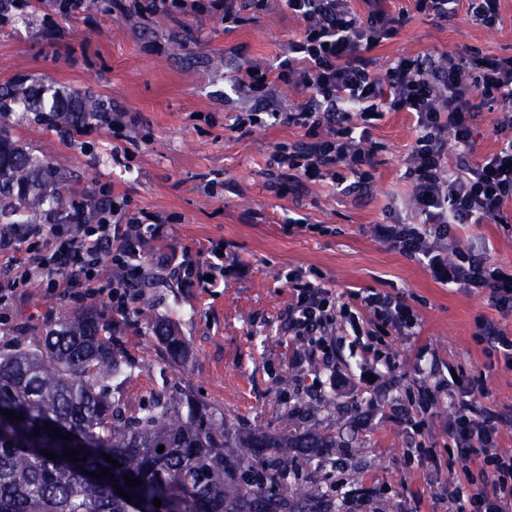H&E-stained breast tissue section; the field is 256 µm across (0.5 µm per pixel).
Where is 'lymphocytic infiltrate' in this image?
<instances>
[{
  "mask_svg": "<svg viewBox=\"0 0 512 512\" xmlns=\"http://www.w3.org/2000/svg\"><path fill=\"white\" fill-rule=\"evenodd\" d=\"M153 15L205 14L232 29L268 11L270 0H145ZM353 0H280L297 18L301 33L289 41L277 64L267 67L238 65L232 82L248 88L255 98L271 102L282 86L306 94L303 102L285 110L261 113L240 111L236 129L266 123L302 128L303 141L278 146L274 164L316 181L331 175L342 183L341 169L367 182L374 147L368 131L385 112H409L416 117L417 138L409 158L411 200L423 218L419 224H380V239L397 245L405 254L423 261L440 281L472 289L492 287L498 312L512 313V272L492 266L475 250L453 247L443 256L433 238L447 236L452 224L512 223V113H502L493 126L497 149L482 159L471 157L477 120L484 105L512 101V57L448 54L400 56L380 69L372 50L392 38L404 22L390 15L384 0H363L357 11ZM455 168H447L448 154ZM124 207L123 200L100 201L93 221L85 224L0 225V325L16 301L32 284L48 297L66 296L94 303L107 298L113 314L127 317L137 300L136 285L144 271L141 244L158 239L164 227L144 213L128 224L110 223L108 215ZM112 263L116 277L103 280L104 263ZM292 302L286 330L305 342L295 352L294 364L321 359L330 366L331 379L349 380L336 369V351L325 338L330 327L344 324L359 331L371 319L383 334L418 335V314L389 294L367 290L337 303L318 275L289 274ZM458 397L448 421V454L466 462L479 456L480 491L464 494L449 488L456 512H512V452L499 448L503 414L475 408L473 394H485L481 378L459 375Z\"/></svg>",
  "mask_w": 512,
  "mask_h": 512,
  "instance_id": "obj_1",
  "label": "lymphocytic infiltrate"
}]
</instances>
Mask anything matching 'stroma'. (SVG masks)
Instances as JSON below:
<instances>
[{"label": "stroma", "mask_w": 512, "mask_h": 512, "mask_svg": "<svg viewBox=\"0 0 512 512\" xmlns=\"http://www.w3.org/2000/svg\"><path fill=\"white\" fill-rule=\"evenodd\" d=\"M392 13L409 17L395 37L371 55L387 66L402 55L512 56V0L501 2V22L486 28L459 13L441 22L414 12L412 0H387ZM301 28L280 5L233 29L207 16H149L113 8L112 0H86L75 14L47 0H18L0 20V85L40 82L64 94L81 93L104 109L126 112L128 129L120 156L105 132L67 138L31 112L15 113V133L34 151L67 163L64 201L96 199L102 190L127 196L119 223L147 212L168 227L165 240L148 241L145 289L127 318L107 301L85 305L49 299L29 288L14 306L0 352L33 346L63 313L95 311L123 359L133 365L120 391L130 403L152 391L201 397L229 424L277 431H336L350 436L346 448H329V479L304 472L309 488L328 482L355 490L353 512H451L448 485L467 487L468 474L448 460L449 367L485 379L484 405L512 416V368L483 353L475 320L499 318L512 336V314L499 316L486 289L467 292L437 280L429 269L379 239L374 228L400 221L416 224L405 175L417 132L412 114L386 112L374 121L376 143L371 183L361 192L338 193L331 178L291 179L270 165L277 146L302 138V129L266 125L232 127L226 104L243 103L224 75L227 48L263 66L274 63ZM304 219L288 228V217ZM457 246L487 250L490 263L512 271V232L486 220L456 224ZM223 242L224 277L216 284H183L177 265L162 254L199 261L210 243ZM315 271L339 295L374 288L391 293L419 314L421 332L408 339L384 336L375 343L379 377L355 391L331 386L320 361L296 366L299 340L284 324L291 302L288 270ZM165 326L185 343L182 359L168 357L155 333ZM321 381L318 394L307 391ZM444 383L427 412L410 404L418 391ZM419 448L437 462L420 461Z\"/></svg>", "instance_id": "obj_1"}]
</instances>
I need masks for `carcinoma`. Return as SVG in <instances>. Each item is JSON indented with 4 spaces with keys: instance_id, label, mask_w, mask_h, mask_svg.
<instances>
[{
    "instance_id": "carcinoma-1",
    "label": "carcinoma",
    "mask_w": 512,
    "mask_h": 512,
    "mask_svg": "<svg viewBox=\"0 0 512 512\" xmlns=\"http://www.w3.org/2000/svg\"><path fill=\"white\" fill-rule=\"evenodd\" d=\"M19 94L0 86V223L39 224L46 200L61 203L66 168L15 138ZM30 100L43 119L72 128L102 111L87 95ZM103 330L93 313L65 314L39 345L0 354V512H134L140 499L147 512H336L335 501L299 485L300 461L336 447L331 435L288 424L235 432L190 395L155 391L131 408L112 390L124 363ZM46 423L74 438L51 436ZM68 448L78 461L64 458ZM102 467L114 478L89 476ZM127 475L142 484L126 486ZM115 479L132 501L112 491Z\"/></svg>"
}]
</instances>
